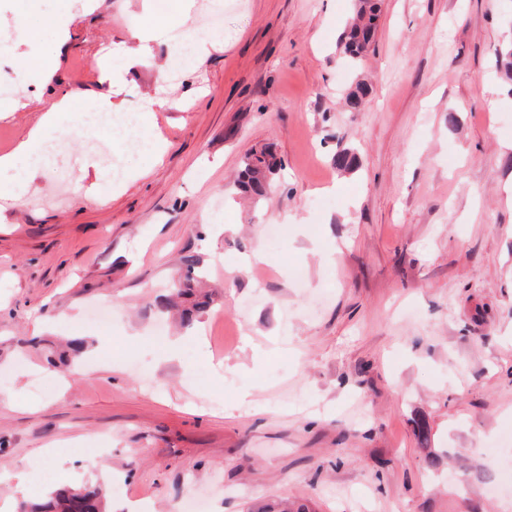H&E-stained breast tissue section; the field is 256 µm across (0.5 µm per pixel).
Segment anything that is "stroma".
<instances>
[{"instance_id":"obj_1","label":"stroma","mask_w":512,"mask_h":512,"mask_svg":"<svg viewBox=\"0 0 512 512\" xmlns=\"http://www.w3.org/2000/svg\"><path fill=\"white\" fill-rule=\"evenodd\" d=\"M209 2L179 20L214 36L208 55L185 67L160 34L165 82L135 65L116 86L100 62L153 20L144 0H35L67 16L40 45L18 0H0V157L76 100L50 134L61 151L0 223V502L72 483L89 456L112 512H178L190 496L213 512H512L489 493L512 472V81L495 57L512 0H382L355 72L337 51L353 0ZM358 76L370 93L350 112ZM107 94L134 113L158 97L161 156L75 135ZM91 140L136 178L110 184ZM265 146L283 169L265 199L240 197L231 180ZM343 148L353 173L334 165ZM257 248V267L226 269ZM187 254L214 303L168 326L173 359L151 303ZM22 337L88 348L56 369L19 355Z\"/></svg>"}]
</instances>
